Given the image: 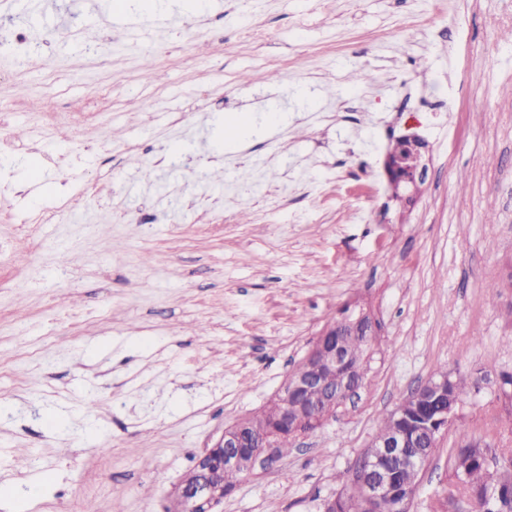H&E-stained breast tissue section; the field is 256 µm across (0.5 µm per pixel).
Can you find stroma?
I'll list each match as a JSON object with an SVG mask.
<instances>
[{"instance_id": "35a3bbf8", "label": "stroma", "mask_w": 512, "mask_h": 512, "mask_svg": "<svg viewBox=\"0 0 512 512\" xmlns=\"http://www.w3.org/2000/svg\"><path fill=\"white\" fill-rule=\"evenodd\" d=\"M166 2L0 0V512H176L349 304L364 386L223 512H320L440 369L471 393L409 512H468L462 436L512 454V0ZM402 152H396L388 161V175L393 195H399L400 191L406 193V200L411 202L420 193L426 174V166L420 165L419 159L415 167L407 168L403 162V154L416 152L418 157L423 142L417 137H404L399 140ZM379 336H338V341L350 358V362L360 367V372L366 377L370 369V361L365 362L368 352L378 342Z\"/></svg>"}]
</instances>
